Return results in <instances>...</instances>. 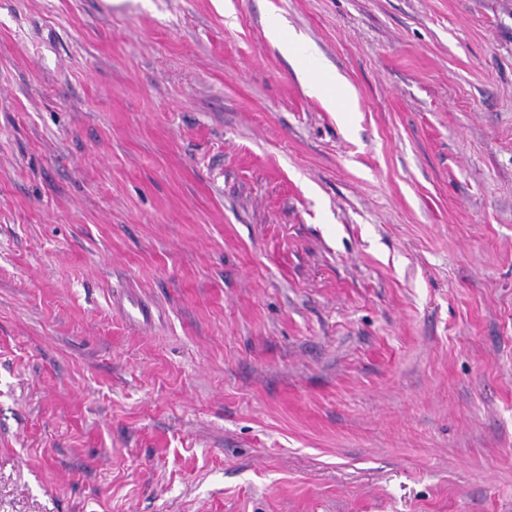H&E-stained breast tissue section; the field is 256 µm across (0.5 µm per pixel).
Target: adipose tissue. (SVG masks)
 Returning a JSON list of instances; mask_svg holds the SVG:
<instances>
[{
  "label": "adipose tissue",
  "mask_w": 512,
  "mask_h": 512,
  "mask_svg": "<svg viewBox=\"0 0 512 512\" xmlns=\"http://www.w3.org/2000/svg\"><path fill=\"white\" fill-rule=\"evenodd\" d=\"M266 32L270 39L281 44L286 53L306 59L314 73L313 78L305 85L309 96L324 101L334 111H350L351 101L354 97L353 88L338 74L328 70L320 53L313 45L286 36L282 20L276 14L268 15Z\"/></svg>",
  "instance_id": "adipose-tissue-1"
}]
</instances>
